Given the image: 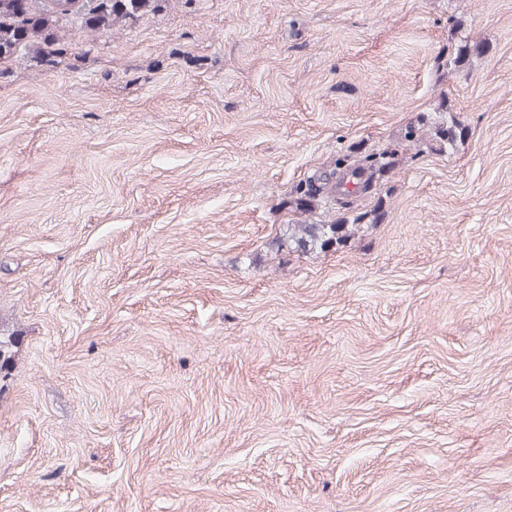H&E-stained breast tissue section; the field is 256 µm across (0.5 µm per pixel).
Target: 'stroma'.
<instances>
[{"instance_id":"stroma-1","label":"stroma","mask_w":512,"mask_h":512,"mask_svg":"<svg viewBox=\"0 0 512 512\" xmlns=\"http://www.w3.org/2000/svg\"><path fill=\"white\" fill-rule=\"evenodd\" d=\"M62 36L0 62V512H512V0ZM378 150L307 218L376 223L270 251L297 184Z\"/></svg>"}]
</instances>
